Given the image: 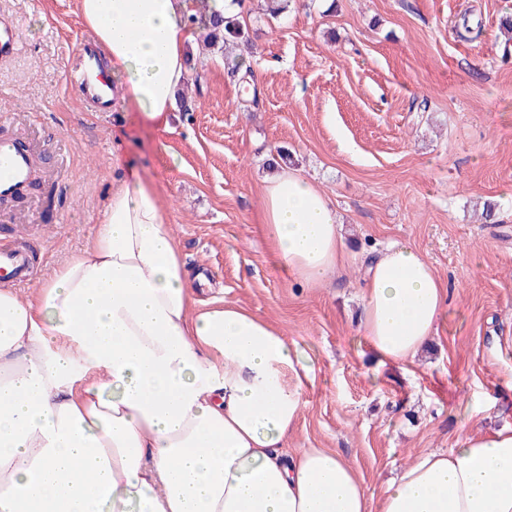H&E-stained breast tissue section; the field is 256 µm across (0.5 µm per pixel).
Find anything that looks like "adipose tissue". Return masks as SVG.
I'll return each instance as SVG.
<instances>
[{
    "label": "adipose tissue",
    "mask_w": 512,
    "mask_h": 512,
    "mask_svg": "<svg viewBox=\"0 0 512 512\" xmlns=\"http://www.w3.org/2000/svg\"><path fill=\"white\" fill-rule=\"evenodd\" d=\"M103 65L165 123L188 74L192 0H78ZM262 231L304 284L347 260L314 183L286 170ZM361 330L379 363H415L447 290L394 244L361 278ZM195 285L156 192L119 180L101 224L31 296L0 282V512H512V427L427 452L368 497L341 453L284 450L310 367L258 315Z\"/></svg>",
    "instance_id": "adipose-tissue-1"
}]
</instances>
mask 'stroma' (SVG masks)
Returning a JSON list of instances; mask_svg holds the SVG:
<instances>
[{
    "mask_svg": "<svg viewBox=\"0 0 512 512\" xmlns=\"http://www.w3.org/2000/svg\"><path fill=\"white\" fill-rule=\"evenodd\" d=\"M512 0H294L271 17L244 0L257 103L224 52L190 45V111L168 126L129 99L92 111L66 87L86 27L76 0H0L21 47L0 61V136L38 139L56 182L0 205L36 281L93 235L118 178L154 189L199 301L258 314L315 376L288 451L328 448L368 494L464 432L512 426ZM472 33L462 34L463 25ZM65 165L63 176L54 166ZM289 167L331 200L349 257L306 287L261 230L265 179ZM415 245L448 287L439 334L415 365H381L359 328L362 268Z\"/></svg>",
    "mask_w": 512,
    "mask_h": 512,
    "instance_id": "obj_1",
    "label": "stroma"
}]
</instances>
